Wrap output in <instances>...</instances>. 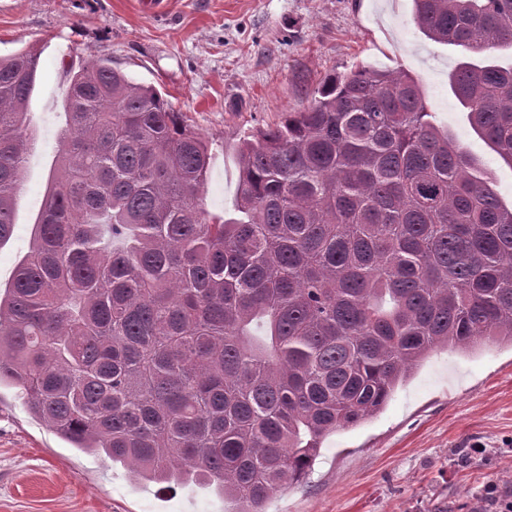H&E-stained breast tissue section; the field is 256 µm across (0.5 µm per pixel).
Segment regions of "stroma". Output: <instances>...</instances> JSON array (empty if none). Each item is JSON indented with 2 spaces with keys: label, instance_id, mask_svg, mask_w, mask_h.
Returning a JSON list of instances; mask_svg holds the SVG:
<instances>
[{
  "label": "stroma",
  "instance_id": "stroma-1",
  "mask_svg": "<svg viewBox=\"0 0 512 512\" xmlns=\"http://www.w3.org/2000/svg\"><path fill=\"white\" fill-rule=\"evenodd\" d=\"M0 0V54L35 47L45 71L29 112L34 141L16 224L0 246L8 286L29 249L65 122L69 68L98 59L155 87L210 146L209 213L231 210L245 132L272 128L307 105L325 79L360 67L404 71L432 120L493 172L512 204V166L471 127L449 88L461 52L426 38L412 0ZM485 450L473 454L474 443ZM512 498V349L440 351L386 407L336 431L311 469L276 492L267 512H491L489 487ZM194 483L134 484L107 457L72 448L0 386V512H232Z\"/></svg>",
  "mask_w": 512,
  "mask_h": 512
}]
</instances>
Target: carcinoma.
Listing matches in <instances>:
<instances>
[{
    "label": "carcinoma",
    "instance_id": "cac0c4a2",
    "mask_svg": "<svg viewBox=\"0 0 512 512\" xmlns=\"http://www.w3.org/2000/svg\"><path fill=\"white\" fill-rule=\"evenodd\" d=\"M467 50L452 93L512 164V0H413ZM38 53L0 55V245L29 152ZM44 206L0 293V385L139 484L213 487L236 512L378 414L435 350L512 347V206L430 120L419 83L333 76L235 143L234 212L204 207L209 142L101 59L72 73Z\"/></svg>",
    "mask_w": 512,
    "mask_h": 512
}]
</instances>
